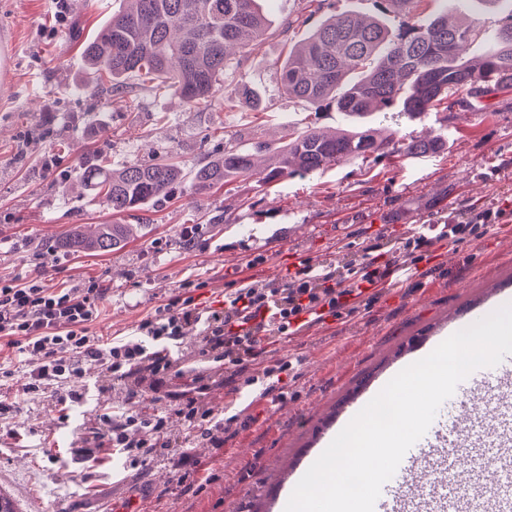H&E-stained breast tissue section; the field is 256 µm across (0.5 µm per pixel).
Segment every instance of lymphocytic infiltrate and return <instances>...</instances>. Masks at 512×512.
<instances>
[{
    "mask_svg": "<svg viewBox=\"0 0 512 512\" xmlns=\"http://www.w3.org/2000/svg\"><path fill=\"white\" fill-rule=\"evenodd\" d=\"M504 215V209L487 207L471 212L465 220L443 225L436 234L430 226L421 225L407 238L399 263L381 265L370 259L349 265L340 275L331 267L306 261L280 288L244 283L223 294L214 306L177 297L159 306L139 325L136 335L111 343L100 342L89 333L97 304L107 294L98 281L48 288L33 279L0 288V340H6L25 359V392L36 394L56 387V402L66 412L89 403L98 389L83 367L85 361L99 363L116 384L142 364H149L150 375L138 393L162 402L161 412L149 417L133 410L96 412V426L83 435L70 455L90 474L112 463L139 470L162 462L186 494L198 485L203 467L191 445L201 440L218 448L224 445L223 436L210 430L214 409L197 405V396L205 389L201 365H179L188 328H201L206 338L203 362L216 356L225 366H237L263 353L272 338L295 334L309 319L339 318L372 290L391 284L394 274L416 276L419 250H431L443 240L458 242L498 223ZM173 416L184 426L181 445L175 449L167 432Z\"/></svg>",
    "mask_w": 512,
    "mask_h": 512,
    "instance_id": "1",
    "label": "lymphocytic infiltrate"
}]
</instances>
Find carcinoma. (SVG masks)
I'll return each mask as SVG.
<instances>
[{
	"mask_svg": "<svg viewBox=\"0 0 512 512\" xmlns=\"http://www.w3.org/2000/svg\"><path fill=\"white\" fill-rule=\"evenodd\" d=\"M125 7L88 39L83 54L98 84L118 99L130 75L155 83L188 107L208 106L224 93V106L239 100L259 108L255 92L235 82L244 58L267 34L259 0H124ZM507 22L497 30L493 50L474 63L464 57L475 23L448 22V10L394 34L377 19L351 15L322 20L289 51L280 68L281 88L319 109L327 104L349 118L386 114L398 107L420 119L454 104L465 89L473 99L512 89V0ZM382 128L350 126L335 132L308 128L272 146L255 139L242 145L224 138V152L185 172L176 162L150 165L109 162L83 166L80 183L121 216L150 201L170 198L190 179L197 192L219 189L256 175L270 183L290 174L324 171L344 161L387 154ZM448 138L413 136L403 152L412 157L442 154ZM135 227L117 221L88 236L72 230L62 246L76 252H109L133 237Z\"/></svg>",
	"mask_w": 512,
	"mask_h": 512,
	"instance_id": "obj_1",
	"label": "carcinoma"
}]
</instances>
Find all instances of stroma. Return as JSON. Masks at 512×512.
<instances>
[{"label": "stroma", "instance_id": "stroma-1", "mask_svg": "<svg viewBox=\"0 0 512 512\" xmlns=\"http://www.w3.org/2000/svg\"><path fill=\"white\" fill-rule=\"evenodd\" d=\"M266 37L242 66L244 83L261 106L191 108L173 95L124 81L115 102L92 77L83 43L118 13L122 0H68L66 22L54 0H0V286L40 278L49 288L95 279L109 287L90 328L124 336L174 296L196 302L248 281L279 286L298 264L336 269L362 261L366 249L396 260L418 225L444 224L472 209L512 206V91L450 112L411 120L389 112L392 148L424 131L444 133L447 153L350 160L325 171L265 184L238 180L208 193L183 183L168 200L129 212L137 236L105 254L58 247L73 227L93 233L112 221L100 198L77 182L80 166L107 159L119 167L175 156L193 170L224 149L225 136L274 144L315 125L336 130L347 118L335 107L314 109L280 86L290 46L329 15L382 18L392 32L441 9L477 18L481 33L469 55L494 45L507 13L476 0H419L414 15L386 10L381 0H261ZM197 225L194 246L181 230ZM430 275L381 289L341 318L318 322L267 345L242 377L255 385L233 395L230 370L213 364L202 396L224 415V447L198 449L214 481L198 495L181 494L167 470L111 467L85 483L62 463L79 441L48 395L23 393L15 376L0 393L16 405L0 420V490L20 512H280L296 465H308L336 433L330 418L350 395L371 400L419 352L460 329L468 308L494 293L512 295V222L480 237L435 247ZM289 364L278 401L256 400L265 368Z\"/></svg>", "mask_w": 512, "mask_h": 512}]
</instances>
